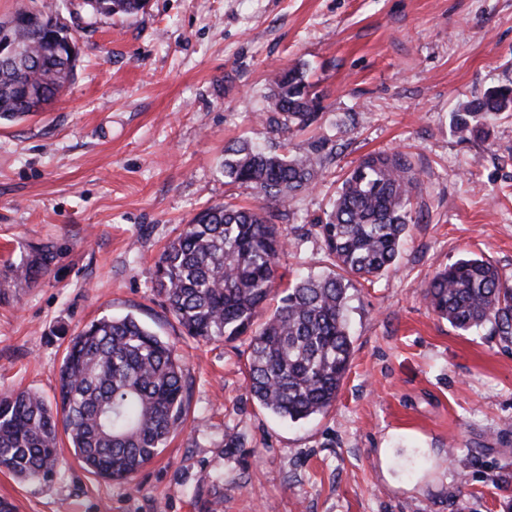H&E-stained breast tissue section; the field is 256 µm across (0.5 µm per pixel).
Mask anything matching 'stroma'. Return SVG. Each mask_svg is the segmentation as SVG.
I'll use <instances>...</instances> for the list:
<instances>
[{
    "label": "stroma",
    "instance_id": "obj_1",
    "mask_svg": "<svg viewBox=\"0 0 512 512\" xmlns=\"http://www.w3.org/2000/svg\"><path fill=\"white\" fill-rule=\"evenodd\" d=\"M75 76L47 111L0 120V392L58 399L74 336L136 316L185 357L187 421L127 480L62 448L53 480L0 468L15 512H505L512 502V349L461 333L424 303L461 257L512 282V112L460 136V104L512 82V0H147L92 17L72 0ZM304 67L315 123L282 134L260 115L271 79ZM241 138L289 155L324 142L323 177L282 222L268 301L334 267L317 223L364 155L409 154L420 185L393 270L355 281L353 360L331 410L301 423L248 391V339L187 336L153 289L155 263L201 209L257 206L228 183ZM51 259L29 283L6 265Z\"/></svg>",
    "mask_w": 512,
    "mask_h": 512
}]
</instances>
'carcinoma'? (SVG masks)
I'll list each match as a JSON object with an SVG mask.
<instances>
[{
	"instance_id": "1",
	"label": "carcinoma",
	"mask_w": 512,
	"mask_h": 512,
	"mask_svg": "<svg viewBox=\"0 0 512 512\" xmlns=\"http://www.w3.org/2000/svg\"><path fill=\"white\" fill-rule=\"evenodd\" d=\"M0 21V42L21 46L13 66L0 53V119L51 106L74 75L78 57L71 28L52 19L58 0ZM89 13L133 15L145 0H83ZM320 98L303 72L286 69L273 80L271 111L263 120L276 132L307 127ZM512 112V85L488 89L460 105L458 133ZM321 146L285 156L239 141L224 149V177L264 201L286 205L321 175ZM419 179L401 151L368 154L342 180L331 210L319 222L337 272L296 281L265 321L257 322L287 245L276 224L283 213L266 206L216 204L183 225L160 254L153 288L187 335L205 341L248 338V390L260 406L291 422L328 412L350 367L353 341L346 319L352 278H377L394 266L408 226L418 217L412 201ZM46 254L12 270L33 281ZM423 298L439 318L470 333L487 328L512 346V285L484 258H461L437 272ZM59 404L31 390L0 394V467L23 479L57 472L58 431L89 473L127 479L159 454L185 422L184 358L137 317L101 318L72 337L58 374Z\"/></svg>"
}]
</instances>
